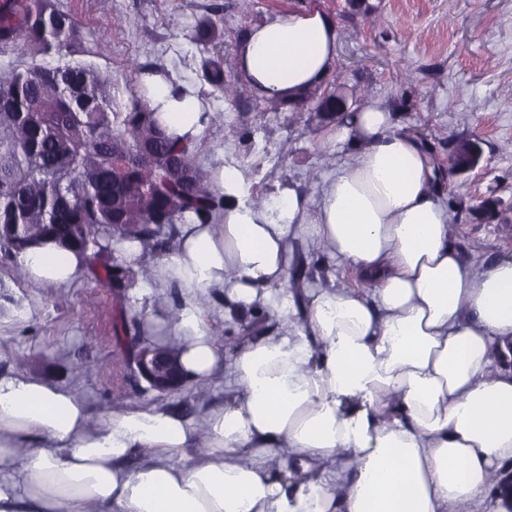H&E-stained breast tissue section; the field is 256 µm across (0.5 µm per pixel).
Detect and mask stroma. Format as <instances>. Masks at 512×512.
I'll list each match as a JSON object with an SVG mask.
<instances>
[{"label":"stroma","instance_id":"35a3bbf8","mask_svg":"<svg viewBox=\"0 0 512 512\" xmlns=\"http://www.w3.org/2000/svg\"><path fill=\"white\" fill-rule=\"evenodd\" d=\"M104 52L95 64L121 79L131 63L175 73L198 90L214 117L200 161L249 162L254 193L290 182L321 195L345 154L309 112H270L236 65L246 29L291 7L316 6L339 29L335 77L346 104L376 102L425 140L436 162L448 161V137L476 141L478 165L439 183L451 237L466 258L512 256V0H56ZM213 14L224 32V63L238 84L230 106L201 78L202 55L190 39L196 20ZM497 203L493 222L471 213L477 201ZM117 299L85 277L66 286L24 279L17 258L0 252V372L36 374L73 387L95 413L137 398L202 407L219 399L223 381L197 390L158 393L135 372L113 337Z\"/></svg>","mask_w":512,"mask_h":512}]
</instances>
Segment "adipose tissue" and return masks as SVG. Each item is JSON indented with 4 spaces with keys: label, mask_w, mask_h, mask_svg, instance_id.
I'll list each match as a JSON object with an SVG mask.
<instances>
[{
    "label": "adipose tissue",
    "mask_w": 512,
    "mask_h": 512,
    "mask_svg": "<svg viewBox=\"0 0 512 512\" xmlns=\"http://www.w3.org/2000/svg\"><path fill=\"white\" fill-rule=\"evenodd\" d=\"M335 18L311 7L251 26L236 64L262 99L296 100L336 64ZM172 136L202 138L198 92L175 76L138 78ZM353 162L318 199L276 184L256 205L239 166L213 169L223 208L186 217L177 248L133 245L132 267L182 306L146 322L180 337L185 381L224 379L203 420L157 405L94 420L71 387L0 373V512H459L512 467V257L479 265L453 243L419 139L368 103L329 130ZM323 249V278L288 286L297 243ZM35 285L83 278L55 242L19 254ZM348 265L364 288L338 287ZM225 316L268 312L284 331L222 348L196 302Z\"/></svg>",
    "instance_id": "ef3b65f1"
}]
</instances>
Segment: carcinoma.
<instances>
[{
    "mask_svg": "<svg viewBox=\"0 0 512 512\" xmlns=\"http://www.w3.org/2000/svg\"><path fill=\"white\" fill-rule=\"evenodd\" d=\"M193 40L203 53L214 49L211 18L196 21ZM19 49L30 61L0 71V226L20 224L22 231L1 234L0 250L16 256L31 240L68 236L61 247L117 293L116 341L131 334L148 342L143 319L129 306L135 270L121 247L137 242L169 251L174 224L188 214L209 219L223 207L198 161L203 141L181 143L166 133L137 90L144 67L134 65L121 92L112 72L77 59L99 51L88 47L78 20L51 0H0V56ZM40 55L55 62H40ZM202 77L226 101L237 100L221 60L204 59ZM343 89H312L293 102L272 101L270 110L313 105V118L328 125L336 122ZM447 148L460 166L478 143L450 138ZM114 224L127 228L114 232Z\"/></svg>",
    "mask_w": 512,
    "mask_h": 512,
    "instance_id": "carcinoma-1",
    "label": "carcinoma"
}]
</instances>
